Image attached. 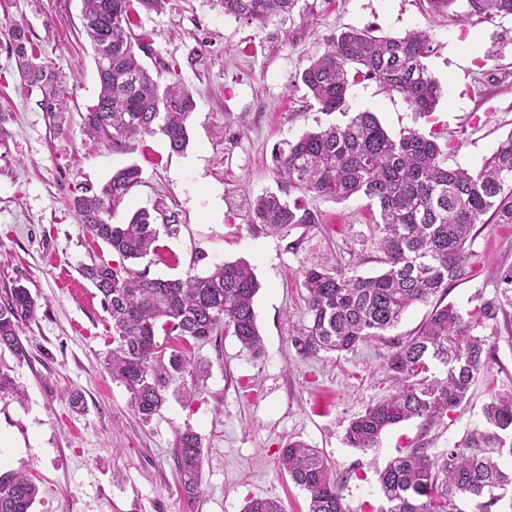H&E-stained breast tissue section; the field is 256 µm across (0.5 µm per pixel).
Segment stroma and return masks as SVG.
Segmentation results:
<instances>
[{
    "instance_id": "stroma-1",
    "label": "stroma",
    "mask_w": 512,
    "mask_h": 512,
    "mask_svg": "<svg viewBox=\"0 0 512 512\" xmlns=\"http://www.w3.org/2000/svg\"><path fill=\"white\" fill-rule=\"evenodd\" d=\"M81 11L82 0H0V30L25 18L42 54L70 75L72 91L68 123L56 130L40 91L22 88L0 48V299L20 284L38 304L20 333L27 359L0 351V368L24 393L0 407V442L20 451L0 462V472L27 470L39 488L33 512H185L174 452L177 432L189 426L204 452L205 494L194 512H241L259 496L280 499L285 512H307L305 492L278 466V451L291 440L318 448L335 473H350L347 512H374L377 467L417 446L446 452L483 429L494 395L512 392V321L485 322L482 332L494 342L491 371L478 376L466 404L428 429L418 420L388 429L375 450L349 447V420L391 390L384 356L430 308L412 306L397 327L354 352L298 357L290 337L307 320L298 268L331 257L364 275L381 271L374 215L360 195L342 202L308 197L317 223L273 234L252 223L250 199L276 188L275 147L341 121V114L319 112L298 74L349 28L428 33L426 63L443 92L436 116L447 165L480 167L512 133V17L432 16L421 0H298L289 15L259 24L225 15L218 0H171L164 13L142 15L136 32L151 44L145 66L177 63L196 101L189 145L172 154L159 134L121 152L86 140L80 115L95 103L99 85ZM488 50L494 56L487 61ZM348 102L375 112L392 135L427 127L399 94L372 82L352 87ZM130 164L140 167L141 181L114 209L113 223L144 208L178 227L177 235L161 236L150 277L204 274L242 259L261 285L254 308L262 355L252 357L230 335L195 346L210 365L206 383L197 388L187 375H174L166 404L147 423L105 369L112 321L81 272L112 252L71 208L79 187H100ZM474 233L468 274L449 284L445 298L466 315L497 300L498 272L512 266V224H478ZM73 392L82 395L84 412L70 407ZM26 448L36 450L34 462L23 456Z\"/></svg>"
}]
</instances>
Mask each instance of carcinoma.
<instances>
[{
	"instance_id": "cac0c4a2",
	"label": "carcinoma",
	"mask_w": 512,
	"mask_h": 512,
	"mask_svg": "<svg viewBox=\"0 0 512 512\" xmlns=\"http://www.w3.org/2000/svg\"><path fill=\"white\" fill-rule=\"evenodd\" d=\"M169 0H83L81 23L90 40L99 81L96 104L82 115L83 133L92 142L107 140L121 152L127 142L157 132L169 151L188 145V120L194 110L192 93L175 68L160 64L172 81L162 85L140 56L152 55L133 31L140 14L161 13ZM296 0H219L224 14L265 24L290 13ZM427 12L443 16L453 8L464 18L493 19L512 15V0H426ZM25 86L41 93V108L63 131L68 111L67 76L55 63L38 57L28 25L12 21L0 33ZM430 38L424 30L400 37L375 36L350 29L331 41L310 61L299 79L325 114L348 115L285 142L276 148L277 191L252 201L251 223L279 231L290 224H314L302 199L345 201L364 195L379 210L377 246L383 270L374 276L329 262L305 263L298 273L306 291V323L291 337L304 359L354 351L367 339L394 328L414 304L435 306L411 336L393 344L383 365L392 391L353 417L345 429L351 448L371 451L382 434L400 423L420 419L430 427L468 398L476 377L489 369L494 344L479 334L482 320L509 316L512 309V266L499 272L498 302L484 306L481 317L467 319L443 303L448 284L468 274L472 231L491 215L498 224H512V134L476 170L444 165L441 133L406 128L389 135L375 113H348L349 90L372 81L402 96L411 111L432 121L441 86L429 73ZM140 171L130 165L112 174L95 191L73 197L78 223L119 257L117 264L93 263L82 269L102 296L112 319V349L106 356L112 381L129 394L139 419L149 422L166 402L170 372L196 380L206 365L180 354L164 362L159 336L207 343L234 336L254 356L263 350L254 299L260 284L246 261L225 262L207 275L190 271L183 277L151 278L130 260L159 255L160 231L147 210H138L126 224L111 222L112 209L138 183ZM299 198L289 201L294 194ZM29 289L18 285L0 302V347L16 358H27L19 332L36 313ZM486 428L466 435L447 452L433 457L418 447L391 458L377 470L382 500L376 512H462L457 500L477 503V512H494L512 486V469L493 459L512 455V394L493 399L484 408ZM175 464L180 490L193 512L203 495V447L192 429L177 432ZM279 467L308 494V512H346L342 491L348 479L336 477L319 450L302 441L280 449ZM38 487L17 473L0 482V512H32ZM244 512H285L271 497L250 499Z\"/></svg>"
}]
</instances>
